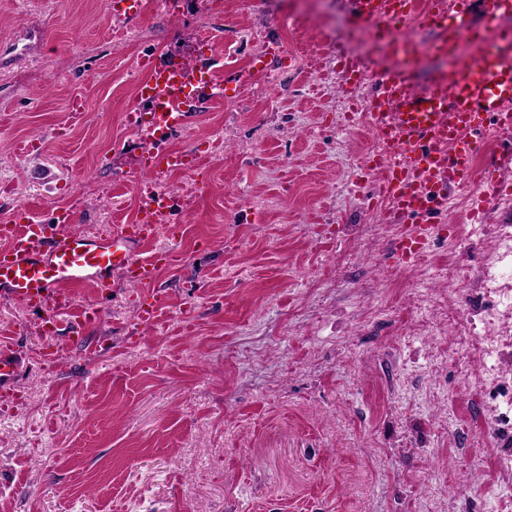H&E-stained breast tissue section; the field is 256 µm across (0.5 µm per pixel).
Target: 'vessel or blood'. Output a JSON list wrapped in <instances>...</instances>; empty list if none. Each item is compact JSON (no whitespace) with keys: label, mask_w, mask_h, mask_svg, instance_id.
<instances>
[{"label":"vessel or blood","mask_w":512,"mask_h":512,"mask_svg":"<svg viewBox=\"0 0 512 512\" xmlns=\"http://www.w3.org/2000/svg\"><path fill=\"white\" fill-rule=\"evenodd\" d=\"M352 14L363 25L374 21L394 25L422 15L431 31L421 40L389 34L384 51L394 68L381 76L375 92L363 99L366 125L379 151L367 155L362 167L378 176V192L389 198V219H401L391 257L412 264L425 256L433 242L453 235L450 224H428L422 217L447 207L456 189L477 186L475 208L512 190L504 173L512 168V150L500 152L482 172L473 161L487 143L489 130L512 135V0H467V12L477 13L487 35L463 56L461 36L472 24L449 23L446 0H431L420 11L419 0H350ZM439 67L421 75L425 56ZM145 76L137 86V106L127 113L128 126L148 145L137 179L139 205L133 223L90 236L75 231L72 207L56 208L49 223L16 209L0 220V297L40 311L42 331L51 336L61 322L84 329L98 324L97 304L76 305L83 288L101 295L116 279L140 289L137 317L149 326L169 305L155 287L162 267L174 260L170 252L146 251L147 243L171 222L172 199L157 188L170 172L197 166L194 153L171 149L172 131L187 124L189 105L211 78L192 63H139ZM21 356L15 337L0 338V399L17 394L15 379Z\"/></svg>","instance_id":"vessel-or-blood-1"}]
</instances>
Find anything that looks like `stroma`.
Returning a JSON list of instances; mask_svg holds the SVG:
<instances>
[{
    "mask_svg": "<svg viewBox=\"0 0 512 512\" xmlns=\"http://www.w3.org/2000/svg\"><path fill=\"white\" fill-rule=\"evenodd\" d=\"M109 11L0 0V215L72 206L89 235L130 223L140 60H204L223 85L269 43L282 56L235 99L201 91L171 137L208 176L160 181L182 238L148 245L175 252L155 325L121 283L78 335H42L39 313L0 299V334L30 361L0 406V512H512L496 467L512 430L489 424L474 379L496 308L468 319L448 279L453 262L481 273L490 239L391 260L361 171L374 140L344 119L374 87L338 75L349 0H153L120 30ZM429 294L452 332L422 323Z\"/></svg>",
    "mask_w": 512,
    "mask_h": 512,
    "instance_id": "1",
    "label": "stroma"
}]
</instances>
